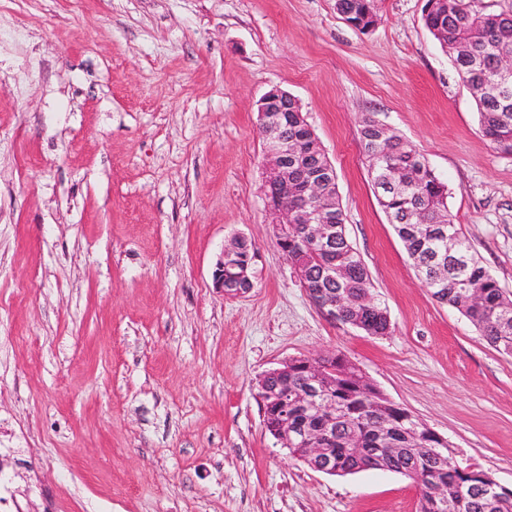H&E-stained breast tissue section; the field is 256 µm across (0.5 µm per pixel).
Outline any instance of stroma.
I'll use <instances>...</instances> for the list:
<instances>
[{
  "mask_svg": "<svg viewBox=\"0 0 512 512\" xmlns=\"http://www.w3.org/2000/svg\"><path fill=\"white\" fill-rule=\"evenodd\" d=\"M378 0H0V467L21 512H415L402 475L313 471L266 432L258 378L341 352L456 459L512 488V356L431 296L380 207L374 114L447 184L512 296V159L424 27ZM297 97L392 331L325 320L278 250L257 102ZM253 289L213 285L225 245ZM375 0H336V10L355 29L366 33L378 21ZM253 247L252 242H248L245 238H238L224 248L222 258L216 264V269L213 272V279L215 287L221 289L225 297H244L249 291L244 293L242 288H253V286L248 279H243L240 283V278L244 277V273L236 272L235 265L224 266V253L227 252L239 265H244L247 262L246 259L253 254ZM239 283L241 288H238Z\"/></svg>",
  "mask_w": 512,
  "mask_h": 512,
  "instance_id": "35a3bbf8",
  "label": "stroma"
}]
</instances>
